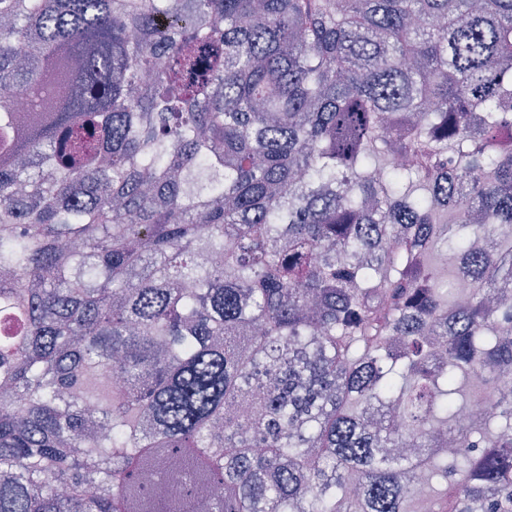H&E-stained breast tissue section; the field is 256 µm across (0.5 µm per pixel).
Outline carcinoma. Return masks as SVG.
<instances>
[{
  "label": "carcinoma",
  "instance_id": "carcinoma-1",
  "mask_svg": "<svg viewBox=\"0 0 512 512\" xmlns=\"http://www.w3.org/2000/svg\"><path fill=\"white\" fill-rule=\"evenodd\" d=\"M2 88L0 512H512V0H0Z\"/></svg>",
  "mask_w": 512,
  "mask_h": 512
}]
</instances>
